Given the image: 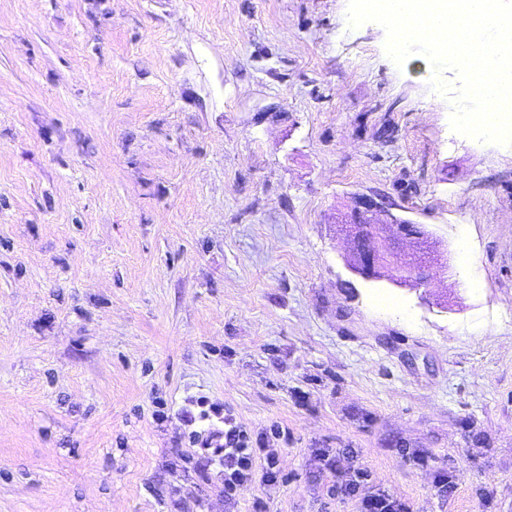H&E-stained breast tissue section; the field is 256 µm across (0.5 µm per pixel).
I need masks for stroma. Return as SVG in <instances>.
I'll use <instances>...</instances> for the list:
<instances>
[{"label": "stroma", "instance_id": "1", "mask_svg": "<svg viewBox=\"0 0 512 512\" xmlns=\"http://www.w3.org/2000/svg\"><path fill=\"white\" fill-rule=\"evenodd\" d=\"M347 4L0 0V512H512V146ZM358 193L428 286L348 270ZM258 448H249V439L231 426L224 429V497L236 498L255 476L254 463ZM362 512H408L409 509L401 502L385 493H377L365 498Z\"/></svg>", "mask_w": 512, "mask_h": 512}]
</instances>
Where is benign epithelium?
<instances>
[{
  "label": "benign epithelium",
  "instance_id": "7a95c632",
  "mask_svg": "<svg viewBox=\"0 0 512 512\" xmlns=\"http://www.w3.org/2000/svg\"><path fill=\"white\" fill-rule=\"evenodd\" d=\"M342 223L351 227H365L368 237L351 232L348 238L349 269L364 280H387L399 287L420 288L427 285L428 270L433 256L412 267L409 276L401 279L392 268L401 265L402 254L394 250L392 243L406 242L412 246L430 241L424 225L416 224L392 211L376 197L356 194L352 197Z\"/></svg>",
  "mask_w": 512,
  "mask_h": 512
}]
</instances>
